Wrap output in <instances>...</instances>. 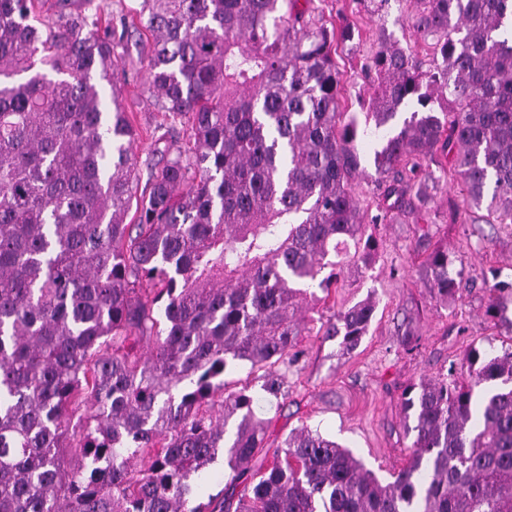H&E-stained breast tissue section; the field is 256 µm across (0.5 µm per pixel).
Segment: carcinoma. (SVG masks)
I'll return each mask as SVG.
<instances>
[{
    "label": "carcinoma",
    "instance_id": "carcinoma-1",
    "mask_svg": "<svg viewBox=\"0 0 512 512\" xmlns=\"http://www.w3.org/2000/svg\"><path fill=\"white\" fill-rule=\"evenodd\" d=\"M63 2L0 0V512H206L192 480L221 449L211 512H512V343L408 387L412 451L387 482L307 426L250 471L271 420L224 380L246 364L288 396L297 314L345 262L375 260L353 190L365 139L370 223H418L450 169L466 207L512 224V0H412L423 52L379 28L362 122L339 110L354 27L327 26L313 0H141L149 84L190 147L140 194L112 38L92 0ZM450 265L439 245L425 257L435 298L462 288ZM375 311L343 306L320 333L351 352ZM510 312L512 282L496 281L487 314L512 333ZM375 144L370 145L363 143L361 148L362 166L365 167L366 173L360 176L354 182V192L357 198L360 200L361 209L365 210L366 201L371 199L373 192H376V176L375 169L373 166V150Z\"/></svg>",
    "mask_w": 512,
    "mask_h": 512
}]
</instances>
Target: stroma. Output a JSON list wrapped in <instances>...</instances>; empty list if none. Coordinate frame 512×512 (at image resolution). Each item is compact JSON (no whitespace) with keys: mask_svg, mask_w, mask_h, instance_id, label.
<instances>
[{"mask_svg":"<svg viewBox=\"0 0 512 512\" xmlns=\"http://www.w3.org/2000/svg\"><path fill=\"white\" fill-rule=\"evenodd\" d=\"M112 40L116 45L112 68L122 88V102L136 130L132 156L141 177L158 163L164 148H177L189 139L187 125L166 127L162 112L147 83V52L152 38L132 27L140 0H107ZM326 22L346 16L356 28L357 52L338 49L336 61L343 74V109L358 111L368 99L372 81L359 70V53L368 52L378 28H386L402 45L417 37L408 20L407 0H390L387 12L375 15L356 0H314ZM454 174L440 181L435 209L428 222L368 225L366 232L379 243V254L367 268L346 264L338 289L308 312L325 319L342 306L373 298L376 316L368 334L352 353H342L336 339L307 336L298 363L288 373V396L268 397L252 382L259 417L271 420L267 443L277 445L296 427L306 425L349 447L380 480H390L408 461L410 440L403 428L402 398L420 378L447 373L462 363L470 345L487 340L508 341L512 332L486 314V282L512 281V225L496 223L481 209L467 221H448L449 200L459 199ZM446 244L454 269L463 273L465 288L448 302L432 299L425 286L423 251L429 241ZM410 321L419 332L414 350L402 349L399 330Z\"/></svg>","mask_w":512,"mask_h":512,"instance_id":"stroma-1","label":"stroma"}]
</instances>
